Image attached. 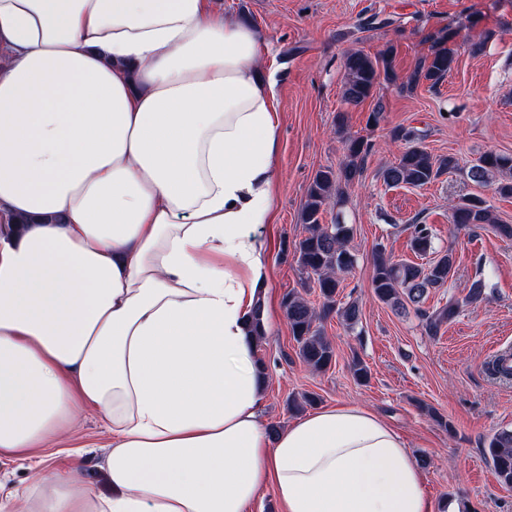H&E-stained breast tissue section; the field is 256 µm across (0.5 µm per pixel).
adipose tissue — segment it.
<instances>
[{
    "label": "adipose tissue",
    "instance_id": "1",
    "mask_svg": "<svg viewBox=\"0 0 512 512\" xmlns=\"http://www.w3.org/2000/svg\"><path fill=\"white\" fill-rule=\"evenodd\" d=\"M258 32L218 0H0V455L106 422L0 512H430L406 439L342 405L270 431L279 120ZM110 443L111 439L101 417L88 412L80 421L64 426L57 438L48 448H42L40 454L45 460V465L51 466L64 456L61 452L80 450L84 465L76 476L77 483L96 493H108L111 487L102 465L111 447Z\"/></svg>",
    "mask_w": 512,
    "mask_h": 512
}]
</instances>
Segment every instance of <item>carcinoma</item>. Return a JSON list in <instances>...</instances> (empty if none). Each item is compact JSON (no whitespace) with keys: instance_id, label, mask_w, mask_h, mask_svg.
Wrapping results in <instances>:
<instances>
[{"instance_id":"carcinoma-1","label":"carcinoma","mask_w":512,"mask_h":512,"mask_svg":"<svg viewBox=\"0 0 512 512\" xmlns=\"http://www.w3.org/2000/svg\"><path fill=\"white\" fill-rule=\"evenodd\" d=\"M453 63L454 57L448 49H438L415 66L402 82V88L412 91L422 81L434 86L448 75ZM344 72L343 97L346 103L354 106L369 99L381 82L394 83L398 80L390 50L375 58L362 52H351L345 56ZM393 138L405 141L409 146L394 163L381 171L386 185L423 187L440 175L457 170L455 157H434L417 143L413 130L399 127L393 131ZM369 151L370 144L363 139H347V162L336 172L330 169L318 171L307 192L302 217L305 235L296 247L297 263L300 271L318 288L321 310H316L306 299L290 292L284 297V307L300 358L318 372L330 367L335 358L334 347L319 326L322 317L335 310L350 329L360 320L356 303L349 302L336 308L340 275L350 271L356 263L355 254L347 247L351 228L339 221L323 224L320 216L331 199H336L338 204L343 201L345 189L361 176V162ZM466 176L477 184H485L489 178L497 176V192L512 195V156L486 151L468 169ZM451 223L472 231L490 224L499 237L512 240V224L496 222L490 206L477 195L464 198L452 207ZM410 228L413 251L419 255L432 252V237L427 225L412 224ZM455 262L450 249L426 263H415L396 260L386 253L385 248L378 247L372 255L371 288L378 301L395 313H415L421 320L424 333L434 337L444 324L451 323L459 315L463 307L480 301L484 294L481 283L475 282L463 298L452 297L445 306L432 312L423 308L428 289L447 284L453 276ZM487 454L500 482L512 487V430L495 434L488 443Z\"/></svg>"}]
</instances>
